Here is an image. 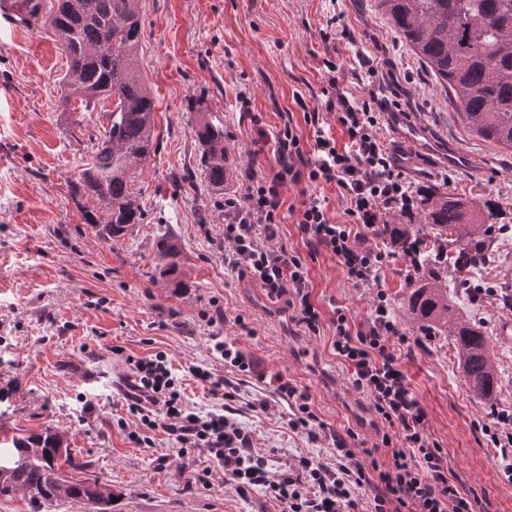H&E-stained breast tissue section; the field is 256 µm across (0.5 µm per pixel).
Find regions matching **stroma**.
<instances>
[{"label": "stroma", "instance_id": "35a3bbf8", "mask_svg": "<svg viewBox=\"0 0 512 512\" xmlns=\"http://www.w3.org/2000/svg\"><path fill=\"white\" fill-rule=\"evenodd\" d=\"M143 74L157 96L156 138L136 174L143 223L119 240L84 223L70 195V180L90 162L108 124L110 101L88 104L66 97L60 83L69 59L49 19L39 27L0 24V446L16 436L53 427L63 432L82 469L72 479L96 480L112 491L110 512H280L263 490L239 495L221 470L201 483L163 432L152 445L131 442L133 418L116 385L127 368L112 347L142 357L166 352L183 400L202 412L220 409L193 376L200 367L235 377L209 348L218 334L236 342L256 371L240 384L237 420L253 438L271 473L293 458H334L331 440L315 442L289 429L285 402L273 393L275 376L307 387L329 429L351 433V447L380 445L388 427L331 347L329 329L305 333L284 302L271 301L250 277L224 268L225 197L243 193L250 171L270 172L271 150L260 134H274L291 116L303 140L313 130L303 106L323 102L317 57L325 51L327 21L346 29L337 59L354 92L383 93L422 131L423 162L407 171L415 185L497 198L512 212V153L469 135L444 90L421 67L408 44L376 7V0H142ZM377 67L369 74L359 58ZM246 93L249 106L238 95ZM205 110L192 111L195 101ZM224 126L232 149L223 192L212 191L201 166L194 129L201 118ZM451 152L469 165L442 164ZM192 185L181 184L184 173ZM170 235L183 287L163 276L154 243ZM503 277L472 274L470 289L449 283L458 314L481 324L500 364L499 410L512 412V310L500 301L512 286V222L497 233ZM410 270L405 256L387 257L380 279L353 286L337 258L320 252L309 264L313 298L322 312L329 300L365 321L377 291H385L396 318ZM223 309L224 322L208 315ZM407 382L427 415L448 465L479 501L480 512H512V480L486 450L476 421L488 408L473 401L450 339L437 336L427 351L403 358ZM105 371L98 388L88 370ZM266 398V411L248 402Z\"/></svg>", "mask_w": 512, "mask_h": 512}]
</instances>
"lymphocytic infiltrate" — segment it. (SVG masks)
<instances>
[{"label":"lymphocytic infiltrate","instance_id":"f902f5d3","mask_svg":"<svg viewBox=\"0 0 512 512\" xmlns=\"http://www.w3.org/2000/svg\"><path fill=\"white\" fill-rule=\"evenodd\" d=\"M319 66L325 108L303 113L314 132L310 148H303L293 123L284 122L274 137L276 168L249 174L244 194L224 200V266L249 275L270 299L284 301L309 333L330 327L334 353L348 367L355 390L370 397L389 434L383 435L381 446L367 449L368 463H361L357 449L336 434L333 463L299 456L274 476L268 458L256 452L251 435L237 422L223 411L197 412L183 404L165 352L138 358L116 346L113 354L124 356L128 367L120 391L128 413L138 422L129 438L146 445L151 432L163 431L180 454L193 449L207 455L210 464L201 469L200 480H208L211 464H218L238 494L263 489L280 503L281 512H355L362 502L366 512H475V500L432 439L426 414L400 367L402 346L426 349L427 337L406 336L385 292L377 293L361 323L352 319L348 308L336 305L330 320H323L312 297L306 260L323 249L338 259L354 285L377 283L385 255L367 246L364 232L388 212H409L414 205L411 183L385 138L387 102L374 92L357 98L342 87L332 53L320 57ZM324 111L335 114L344 129V145L324 131ZM301 183L316 189L302 201L295 218L308 247L304 255L278 242L285 220L282 190ZM328 185L345 201L349 223L329 217L320 193ZM275 382L288 406L289 428L318 441L327 426L315 413L308 390L280 376Z\"/></svg>","mask_w":512,"mask_h":512}]
</instances>
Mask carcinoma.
<instances>
[{
  "instance_id": "cac0c4a2",
  "label": "carcinoma",
  "mask_w": 512,
  "mask_h": 512,
  "mask_svg": "<svg viewBox=\"0 0 512 512\" xmlns=\"http://www.w3.org/2000/svg\"><path fill=\"white\" fill-rule=\"evenodd\" d=\"M142 0H56L52 28L66 47L70 65L62 78L66 92L87 102L112 100L109 123L88 167L70 181V194L86 224L116 240L144 220V206L134 185L155 133L156 97L141 68ZM378 7L412 46L448 95L465 130L493 147L512 149V0H377ZM202 146V168L212 190H224L228 150L224 127L203 121L195 127ZM95 202L89 209L83 198ZM417 223L385 221L375 237L402 254L415 255L413 273L402 302L405 318L416 331L449 336L461 373L477 402L498 401L500 370L483 327L459 319L448 298V280L483 267L489 255V231L502 223V206L489 197L449 193L434 185L415 194ZM166 261L163 273L176 278L177 244L169 236L156 242ZM0 448L1 457L23 463L0 476V497L18 493L34 503L79 499L104 505L112 490L89 480L61 478L59 460L75 461L62 434L44 431L14 438Z\"/></svg>"
}]
</instances>
